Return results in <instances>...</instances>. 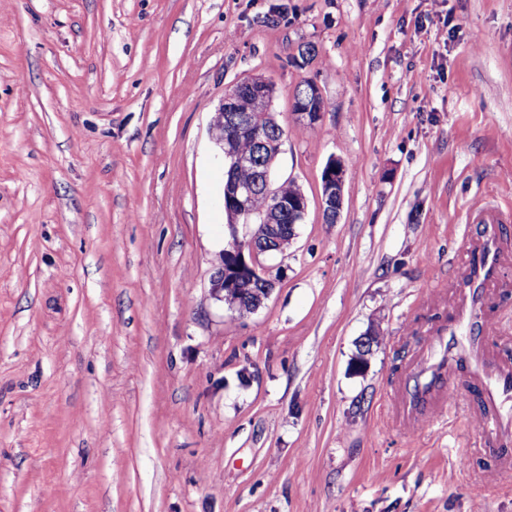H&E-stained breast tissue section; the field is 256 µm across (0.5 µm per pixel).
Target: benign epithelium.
<instances>
[{"label":"benign epithelium","instance_id":"1","mask_svg":"<svg viewBox=\"0 0 512 512\" xmlns=\"http://www.w3.org/2000/svg\"><path fill=\"white\" fill-rule=\"evenodd\" d=\"M308 96L298 97L293 109V115L298 123L304 126L319 124L325 112L323 108L314 107V99L322 96V91L316 82L306 83ZM275 95L273 83L262 78L253 77L228 88L219 105L220 112L216 118L226 121L229 137L219 142L223 146L224 160L235 169L242 166L256 165V155L242 153L235 149V142L246 135L257 143L266 154L262 169L265 185H270L271 164L281 151L283 137L273 139L264 137L261 129L255 127V113L262 112L264 117L271 115V104ZM344 185V166L331 159L325 166L322 181V205L326 223H336L338 212L342 205ZM253 187L233 181L224 194V208L232 216L230 227H235L238 221L258 225L257 230L245 240H235L233 262L227 268L219 267L211 278L213 296L223 301L226 295L240 294L245 288L259 289L256 293V304H261L274 286L270 269L262 264L260 255L273 252V243L279 241L280 235L287 228L283 220H303L307 210V198L303 192L291 199L275 198L270 205L257 216L244 214L245 201L252 198Z\"/></svg>","mask_w":512,"mask_h":512}]
</instances>
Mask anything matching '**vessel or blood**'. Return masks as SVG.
<instances>
[{
  "label": "vessel or blood",
  "mask_w": 512,
  "mask_h": 512,
  "mask_svg": "<svg viewBox=\"0 0 512 512\" xmlns=\"http://www.w3.org/2000/svg\"><path fill=\"white\" fill-rule=\"evenodd\" d=\"M469 260L451 305L450 318L429 336L421 362L403 374L385 395V409L401 403L411 414L424 412L435 398L460 407L466 397L453 387L457 376L469 377L480 389L481 415L491 432H512V365L487 359L481 352L492 322L481 314L488 288L495 286L502 253L495 233L467 241Z\"/></svg>",
  "instance_id": "1"
}]
</instances>
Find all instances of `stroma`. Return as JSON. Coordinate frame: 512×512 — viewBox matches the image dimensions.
Returning a JSON list of instances; mask_svg holds the SVG:
<instances>
[{"label": "stroma", "instance_id": "obj_1", "mask_svg": "<svg viewBox=\"0 0 512 512\" xmlns=\"http://www.w3.org/2000/svg\"><path fill=\"white\" fill-rule=\"evenodd\" d=\"M255 76L272 181L308 208L243 315L211 292L255 230L226 224L214 117ZM479 199L512 205V0H0V512H512L476 416L382 409L448 320ZM499 280L481 312L511 355ZM306 89L308 91L307 97L299 96L295 102V107L292 114L295 116L296 121L304 126H316L319 124L325 112L324 108L317 109L314 107V99L320 97L324 102L322 91L320 87L313 80L308 79ZM313 98V100H312ZM344 174L343 164L334 158L324 168L322 174V205L326 223H336L342 205Z\"/></svg>", "mask_w": 512, "mask_h": 512}]
</instances>
